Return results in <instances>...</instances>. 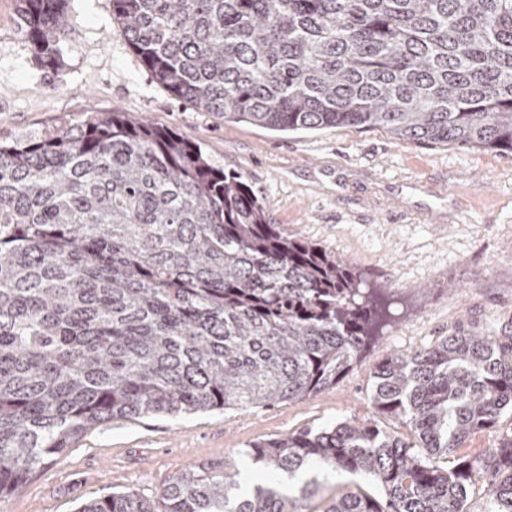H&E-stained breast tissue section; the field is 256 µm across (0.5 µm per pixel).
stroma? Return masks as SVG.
I'll return each mask as SVG.
<instances>
[{
  "mask_svg": "<svg viewBox=\"0 0 512 512\" xmlns=\"http://www.w3.org/2000/svg\"><path fill=\"white\" fill-rule=\"evenodd\" d=\"M58 66L26 39L17 0H0V141L129 112L200 146L244 177L272 223L344 259L394 317L335 385L271 409L104 423L0 498V512H75L79 501L129 489L154 496L191 467L242 455L262 439L372 417L371 391L391 354L423 350L465 329L512 330V157L417 143L377 128L280 132L197 108L157 84L132 51L112 0H67ZM311 505L346 491L381 497L373 480L324 471Z\"/></svg>",
  "mask_w": 512,
  "mask_h": 512,
  "instance_id": "obj_1",
  "label": "stroma"
}]
</instances>
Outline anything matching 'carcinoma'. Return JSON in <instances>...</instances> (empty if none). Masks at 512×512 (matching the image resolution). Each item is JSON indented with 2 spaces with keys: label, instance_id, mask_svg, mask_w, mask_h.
Instances as JSON below:
<instances>
[{
  "label": "carcinoma",
  "instance_id": "1",
  "mask_svg": "<svg viewBox=\"0 0 512 512\" xmlns=\"http://www.w3.org/2000/svg\"><path fill=\"white\" fill-rule=\"evenodd\" d=\"M59 64L65 0H18ZM130 48L175 96L273 130L383 128L512 155V0H112ZM389 318L327 250L284 235L239 174L129 112L0 145V496L114 418L267 409L336 383ZM373 421L257 441L147 499L77 512H302L279 478L327 465L368 476L322 512H512V441L461 453L512 413V333H459L388 357ZM452 466H446V463Z\"/></svg>",
  "mask_w": 512,
  "mask_h": 512
}]
</instances>
